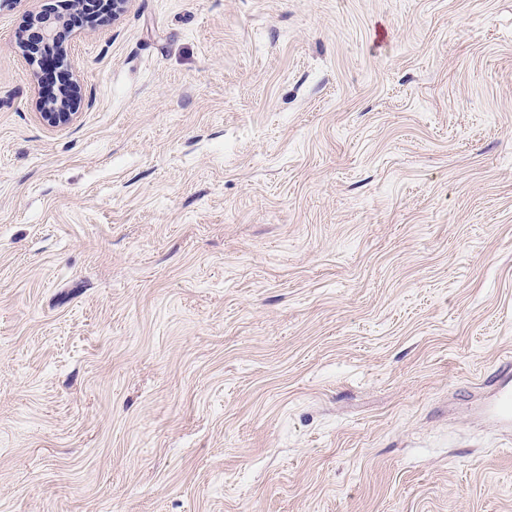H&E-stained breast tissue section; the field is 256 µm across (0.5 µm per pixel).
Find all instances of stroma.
<instances>
[{"label": "stroma", "mask_w": 512, "mask_h": 512, "mask_svg": "<svg viewBox=\"0 0 512 512\" xmlns=\"http://www.w3.org/2000/svg\"><path fill=\"white\" fill-rule=\"evenodd\" d=\"M0 0V512H512V0H131L73 123ZM77 87L73 84L71 91L68 92L67 96H61L58 105H53L48 112H42V117L48 123L54 126L67 125L73 121L75 112H70V108L62 105V101L67 103V97H74V92ZM504 380L496 390L495 402L491 405V411L500 420L509 423L512 421V386Z\"/></svg>", "instance_id": "35a3bbf8"}]
</instances>
